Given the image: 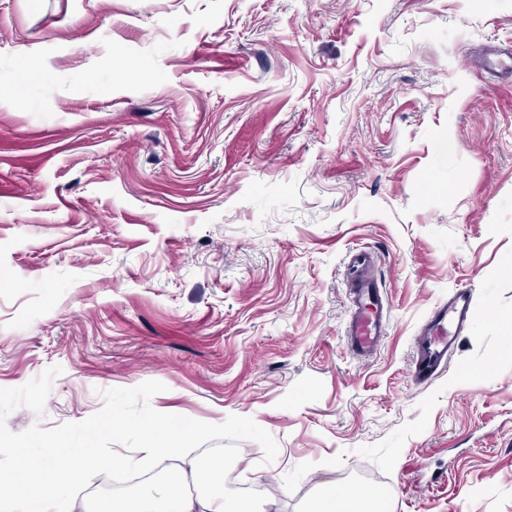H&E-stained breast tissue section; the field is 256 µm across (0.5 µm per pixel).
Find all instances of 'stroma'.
<instances>
[{"label":"stroma","mask_w":512,"mask_h":512,"mask_svg":"<svg viewBox=\"0 0 512 512\" xmlns=\"http://www.w3.org/2000/svg\"><path fill=\"white\" fill-rule=\"evenodd\" d=\"M488 44L512 47V0H0V388L63 369L8 429L156 380L158 411L276 439L232 468L267 512L325 484L512 512V78L476 65ZM23 47L52 73L16 106ZM358 250L389 307L366 362ZM461 288L450 364L415 385ZM471 305L472 294L463 289L433 307L414 342L413 378L417 383H430L446 368Z\"/></svg>","instance_id":"1"}]
</instances>
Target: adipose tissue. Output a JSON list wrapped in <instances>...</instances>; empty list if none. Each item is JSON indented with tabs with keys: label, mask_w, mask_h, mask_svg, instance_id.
I'll return each instance as SVG.
<instances>
[{
	"label": "adipose tissue",
	"mask_w": 512,
	"mask_h": 512,
	"mask_svg": "<svg viewBox=\"0 0 512 512\" xmlns=\"http://www.w3.org/2000/svg\"><path fill=\"white\" fill-rule=\"evenodd\" d=\"M210 489L191 495L182 489L181 480L162 482L140 492L134 499H115L105 512H263L254 501L231 496L224 484V468L208 471ZM386 497L377 489L358 487L344 492L326 488L312 512H387Z\"/></svg>",
	"instance_id": "ef3b65f1"
}]
</instances>
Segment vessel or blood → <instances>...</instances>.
<instances>
[{
  "instance_id": "1",
  "label": "vessel or blood",
  "mask_w": 512,
  "mask_h": 512,
  "mask_svg": "<svg viewBox=\"0 0 512 512\" xmlns=\"http://www.w3.org/2000/svg\"><path fill=\"white\" fill-rule=\"evenodd\" d=\"M352 262L356 276L350 283L346 336L355 353L370 355L381 345L387 306L374 278L373 254L359 252L353 255ZM471 305L472 294L463 289L433 307L414 342L413 378L417 383H430L446 368L468 321Z\"/></svg>"
}]
</instances>
